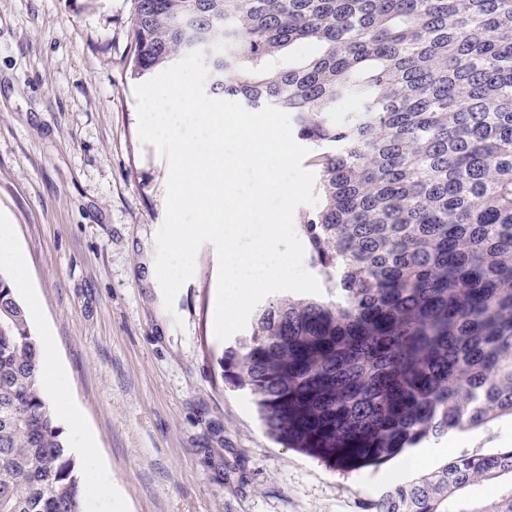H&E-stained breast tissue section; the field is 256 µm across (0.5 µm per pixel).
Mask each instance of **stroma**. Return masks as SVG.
<instances>
[{
  "instance_id": "1",
  "label": "stroma",
  "mask_w": 512,
  "mask_h": 512,
  "mask_svg": "<svg viewBox=\"0 0 512 512\" xmlns=\"http://www.w3.org/2000/svg\"><path fill=\"white\" fill-rule=\"evenodd\" d=\"M134 11L0 0V221L28 257L32 328L119 488L108 504L85 490V512H371L450 457L512 448L505 416L346 473L277 444L249 394L225 388L213 245L173 310L155 275L168 169L137 133Z\"/></svg>"
}]
</instances>
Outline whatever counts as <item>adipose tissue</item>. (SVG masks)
I'll list each match as a JSON object with an SVG mask.
<instances>
[{
  "instance_id": "adipose-tissue-1",
  "label": "adipose tissue",
  "mask_w": 512,
  "mask_h": 512,
  "mask_svg": "<svg viewBox=\"0 0 512 512\" xmlns=\"http://www.w3.org/2000/svg\"><path fill=\"white\" fill-rule=\"evenodd\" d=\"M0 265L9 268L10 286L14 292L22 293L29 289L28 263L23 252L15 246L10 229L4 225L0 226ZM42 374L52 394L56 416L67 424L73 446L84 459L86 481L94 487L99 499L111 500L112 476L99 461L96 439L71 398L67 374L55 363L51 352L42 355Z\"/></svg>"
}]
</instances>
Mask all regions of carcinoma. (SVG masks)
I'll return each instance as SVG.
<instances>
[{"label": "carcinoma", "instance_id": "1", "mask_svg": "<svg viewBox=\"0 0 512 512\" xmlns=\"http://www.w3.org/2000/svg\"><path fill=\"white\" fill-rule=\"evenodd\" d=\"M213 38L208 90L292 112L320 204L327 297L262 308L224 349L279 443L344 471L512 416V0H137L132 71ZM299 43L316 52L297 61ZM357 109L341 122V103ZM512 448L450 458L373 512H512ZM454 505V510L446 505ZM0 512H83L40 343L0 273ZM504 479L502 482H486L479 481L469 486L466 490L465 497L471 503H482L496 495L500 494Z\"/></svg>", "mask_w": 512, "mask_h": 512}]
</instances>
